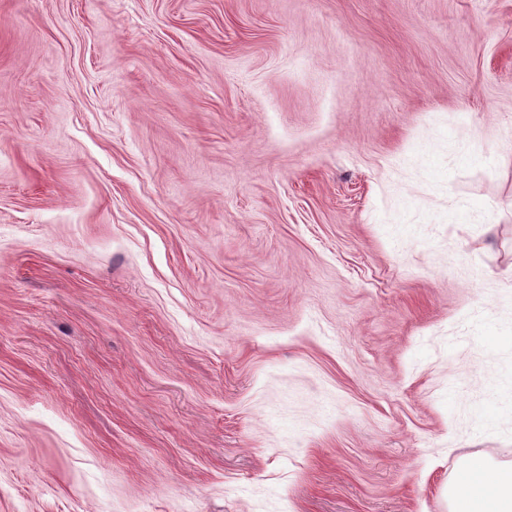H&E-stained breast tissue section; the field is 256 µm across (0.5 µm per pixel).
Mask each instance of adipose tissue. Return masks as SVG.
Returning a JSON list of instances; mask_svg holds the SVG:
<instances>
[{
    "label": "adipose tissue",
    "mask_w": 512,
    "mask_h": 512,
    "mask_svg": "<svg viewBox=\"0 0 512 512\" xmlns=\"http://www.w3.org/2000/svg\"><path fill=\"white\" fill-rule=\"evenodd\" d=\"M453 512H512V471L490 473L479 459L468 461L453 480Z\"/></svg>",
    "instance_id": "adipose-tissue-1"
}]
</instances>
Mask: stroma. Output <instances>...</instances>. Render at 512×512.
Instances as JSON below:
<instances>
[{"instance_id":"35a3bbf8","label":"stroma","mask_w":512,"mask_h":512,"mask_svg":"<svg viewBox=\"0 0 512 512\" xmlns=\"http://www.w3.org/2000/svg\"><path fill=\"white\" fill-rule=\"evenodd\" d=\"M512 469V0H0V512H449ZM449 496L454 512H511L512 471L491 475L484 461L471 459L453 480Z\"/></svg>"}]
</instances>
